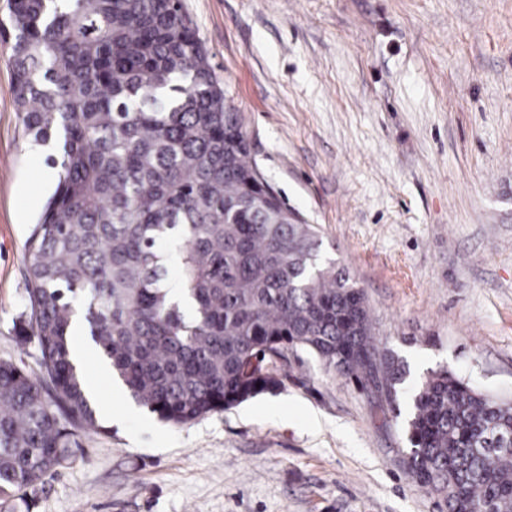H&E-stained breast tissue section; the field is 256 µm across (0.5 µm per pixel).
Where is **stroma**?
Returning <instances> with one entry per match:
<instances>
[{"mask_svg":"<svg viewBox=\"0 0 512 512\" xmlns=\"http://www.w3.org/2000/svg\"><path fill=\"white\" fill-rule=\"evenodd\" d=\"M183 4L253 157L363 289L380 347L410 382L448 364L512 400V0ZM55 182L0 40V360L29 371L24 253ZM78 342L99 426L0 512H438L402 418L307 355L276 394L174 426Z\"/></svg>","mask_w":512,"mask_h":512,"instance_id":"35a3bbf8","label":"stroma"}]
</instances>
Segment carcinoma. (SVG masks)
<instances>
[{"label":"carcinoma","instance_id":"obj_1","mask_svg":"<svg viewBox=\"0 0 512 512\" xmlns=\"http://www.w3.org/2000/svg\"><path fill=\"white\" fill-rule=\"evenodd\" d=\"M8 42L26 134L59 156L17 324L39 370L0 361V498L68 462L64 422L99 428L71 355L79 308L128 397L163 421L273 394L304 353L374 408L408 398L409 474L446 512H512V401L445 365L406 386L363 290L264 188L246 113L181 0H11ZM174 239L172 288L160 245Z\"/></svg>","mask_w":512,"mask_h":512}]
</instances>
